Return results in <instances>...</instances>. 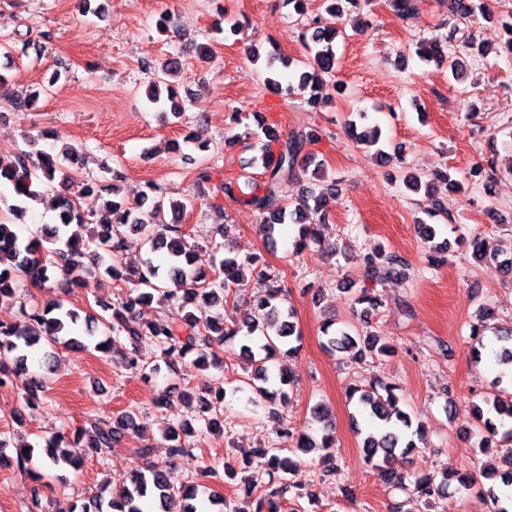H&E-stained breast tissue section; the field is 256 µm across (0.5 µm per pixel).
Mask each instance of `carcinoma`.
Returning a JSON list of instances; mask_svg holds the SVG:
<instances>
[{
  "label": "carcinoma",
  "mask_w": 512,
  "mask_h": 512,
  "mask_svg": "<svg viewBox=\"0 0 512 512\" xmlns=\"http://www.w3.org/2000/svg\"><path fill=\"white\" fill-rule=\"evenodd\" d=\"M422 0H391V7L403 19L420 13ZM336 29L329 26L316 27L305 42L307 58L306 70L299 73V82L309 85L312 93L309 106L314 108L321 97L320 83L322 75L335 72L338 58L336 54ZM420 61H448V69L453 77H459L463 63L456 57L446 58L444 43L439 39L420 44L417 50ZM294 62L281 56L274 49L266 54L265 66L269 72L266 78L268 87L275 93L282 91L276 79L279 68L292 69ZM257 130L251 135L262 143L260 154L253 156L251 165L263 168V181L255 182L250 191L245 192L239 183L232 180L220 186L223 195L239 201L261 216V228L265 237L275 240L279 227L284 224L297 226L294 250L302 252L308 243L318 234V224L311 216L321 212V203L325 194L336 191V180L328 179L325 163L305 152V147L319 139L316 131L309 127H300L283 139L271 125L267 116L256 113ZM351 135L368 147L381 141L378 128L358 130L357 124H351ZM278 144L276 161L267 164L265 157L267 146ZM82 161L78 152L64 149L58 154L40 152L32 157L27 154L15 156L0 155V180L11 183L15 197L13 203L6 205L7 210L17 218L27 212V201L39 197L37 187L55 180L56 174L63 175L65 194H57L58 212L54 224L43 225L35 236L22 240L13 225L0 220V296L14 294L17 281L29 277L41 284L51 280L49 269L62 270L64 279L62 288H86L88 278L96 273H105L114 283L130 285L128 291L117 295L115 303L102 305L104 310L112 311V332L126 333L128 343L126 364L130 367L147 369L151 373L161 370L160 363L170 367L187 356H195L196 363L202 368L221 366V358L214 346L222 345L224 337L236 336L245 332L249 343L241 346L240 355L252 369L251 377L256 381L252 388L264 401L278 405L285 403L291 377L284 368L270 375L267 363L279 356L291 355L297 351L292 342L299 340L292 321L294 310L283 305L282 289L279 286V273H263L264 290L253 298L250 313L232 327L224 326L211 318L203 316L204 307L222 304L227 301V292L247 282L245 265L234 257L224 258L222 269L224 279L207 278L204 268L199 266L200 255L186 248L185 232L182 225L168 221V216H180L193 205L191 200H166V191L154 184L151 193L143 194L139 201L128 204L122 200L108 199L104 202L98 216L93 220L76 211L74 199L69 193L70 186L79 187L78 194H92L95 191L116 194L118 175L110 168V183L101 184L93 177L73 180L70 173L81 169ZM306 179L315 182L299 202H285L283 187L292 181ZM422 238L434 243L435 255L431 263L441 265L446 261L448 248L446 243L435 242L437 229L433 224H417ZM149 246L153 250L163 249L167 253V264L163 267L146 262L136 270L126 268L120 262L121 254L133 242ZM362 264L367 276L384 282L406 275L405 261L393 252L384 249L362 255ZM183 282L190 280L183 294L176 298L181 306L191 304L194 310L187 312L181 321H168L158 318L139 326L131 325L136 307L153 301L160 303L173 298V294L163 290L166 280ZM354 303L362 306L360 313L367 316L381 307V300L369 288H352ZM492 311L482 312L480 321L473 325L472 336L477 340L471 358L478 363L481 349L484 348L485 321L491 318ZM98 318L91 314L81 316L78 311L66 308L61 303L38 306L23 302L19 307V320L9 323L0 321V354L12 355L11 362L0 359V387L19 386L23 390L24 405L33 408L40 401L39 394L46 389L45 381L27 377L28 359L39 355L45 366H50L54 355L45 350L50 347H81L95 343V348H104L108 352L114 348L112 338L96 340L93 323ZM332 324L323 327L326 337L324 347L328 351L358 349L359 353L369 352L376 358L388 357L393 347L373 331L356 336L342 330H331ZM149 339L161 350L160 361L149 365L142 362L140 347L143 339ZM501 377L493 381L494 393L486 399L487 409L476 407L474 427L480 435L476 449L488 454L494 449L504 450L503 467H488L487 477L498 478L505 487H512V393L499 388ZM350 401L358 411L370 417L374 426L357 430L362 436V448L367 460L377 470L382 481L410 491L411 495L431 504L432 498L448 490L452 480L465 483V479L451 468H445L439 474H428L410 480L391 469L389 462L396 451L404 454L417 447L416 440L422 439V425H413L407 412L399 406L395 388L381 382L368 388L354 386L348 393ZM186 403H197L206 428L218 425V419L209 417L226 402L227 393L218 392V396L209 398L192 388L179 394ZM136 424L135 416L125 412L115 421L99 419L90 423V429H81L73 440L57 436L45 443L49 468L62 471L75 467L81 462L80 448H90L102 456L112 447L116 434ZM194 430L188 424L182 430L169 432L170 445L168 455L176 459L188 454L194 444L182 439L191 437ZM282 438H293L299 448H323L336 445L335 436L327 433L317 442L303 433H295L292 428L283 425L279 428ZM267 469L269 481L251 502L248 512H280L282 502L289 492L295 497L302 496L304 487L297 479L298 465L287 457H280L269 449L243 451L241 470L248 469L254 461ZM183 496L188 500L187 508L182 512H200L198 505L202 497L210 504L224 503V499L211 494L210 487L189 485L183 488ZM172 498V486L167 473V465L148 463L135 468L130 484L110 491L102 488L86 498L82 505L71 503L62 512H168V502Z\"/></svg>",
  "instance_id": "carcinoma-1"
}]
</instances>
